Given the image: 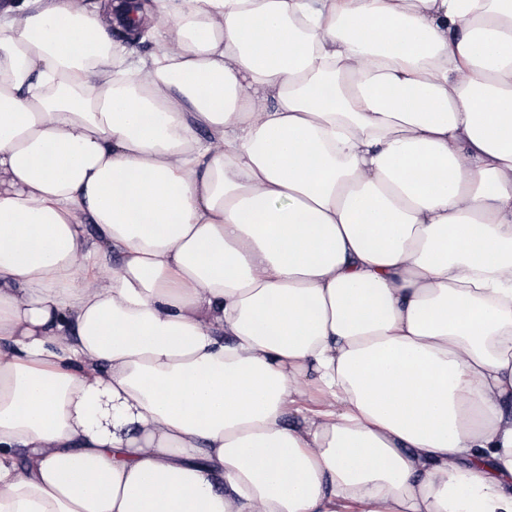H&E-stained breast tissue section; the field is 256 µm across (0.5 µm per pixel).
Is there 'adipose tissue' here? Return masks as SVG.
I'll return each instance as SVG.
<instances>
[{"instance_id":"ef3b65f1","label":"adipose tissue","mask_w":512,"mask_h":512,"mask_svg":"<svg viewBox=\"0 0 512 512\" xmlns=\"http://www.w3.org/2000/svg\"><path fill=\"white\" fill-rule=\"evenodd\" d=\"M351 507L512 512V0L1 12L0 512Z\"/></svg>"}]
</instances>
